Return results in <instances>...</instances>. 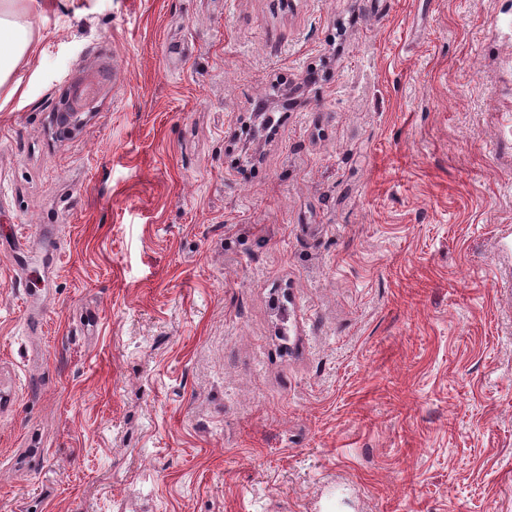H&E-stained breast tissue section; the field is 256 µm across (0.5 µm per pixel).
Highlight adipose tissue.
<instances>
[{
    "label": "adipose tissue",
    "instance_id": "1",
    "mask_svg": "<svg viewBox=\"0 0 512 512\" xmlns=\"http://www.w3.org/2000/svg\"><path fill=\"white\" fill-rule=\"evenodd\" d=\"M18 2L0 0V87L10 84L20 63L37 49L31 26L16 17Z\"/></svg>",
    "mask_w": 512,
    "mask_h": 512
}]
</instances>
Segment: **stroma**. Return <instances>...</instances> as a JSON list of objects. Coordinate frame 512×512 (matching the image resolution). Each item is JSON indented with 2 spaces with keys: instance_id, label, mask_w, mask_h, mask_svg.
Returning a JSON list of instances; mask_svg holds the SVG:
<instances>
[{
  "instance_id": "stroma-1",
  "label": "stroma",
  "mask_w": 512,
  "mask_h": 512,
  "mask_svg": "<svg viewBox=\"0 0 512 512\" xmlns=\"http://www.w3.org/2000/svg\"><path fill=\"white\" fill-rule=\"evenodd\" d=\"M26 18L0 512H512V0ZM91 82L92 80L79 78L70 84L65 98L68 112L55 114L56 131L60 136H69L82 127L84 115L93 104Z\"/></svg>"
}]
</instances>
